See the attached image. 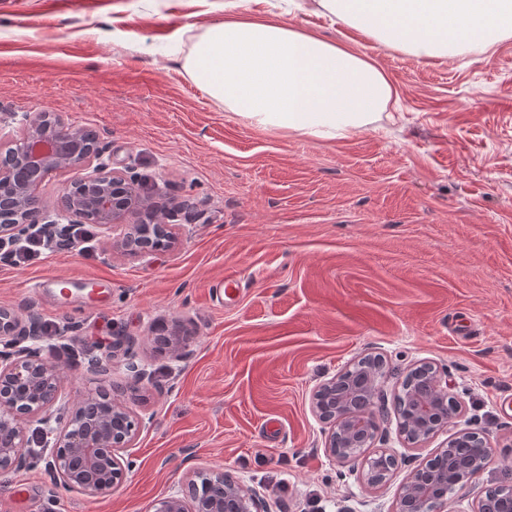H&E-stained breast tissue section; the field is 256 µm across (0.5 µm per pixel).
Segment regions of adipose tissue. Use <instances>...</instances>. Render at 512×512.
<instances>
[{"instance_id":"ef3b65f1","label":"adipose tissue","mask_w":512,"mask_h":512,"mask_svg":"<svg viewBox=\"0 0 512 512\" xmlns=\"http://www.w3.org/2000/svg\"><path fill=\"white\" fill-rule=\"evenodd\" d=\"M376 41L419 59L512 39V0H317ZM211 98L263 128L333 140L375 122L396 92L372 60L269 22L214 23L189 47H168Z\"/></svg>"}]
</instances>
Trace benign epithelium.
Instances as JSON below:
<instances>
[{
	"label": "benign epithelium",
	"instance_id": "benign-epithelium-1",
	"mask_svg": "<svg viewBox=\"0 0 512 512\" xmlns=\"http://www.w3.org/2000/svg\"><path fill=\"white\" fill-rule=\"evenodd\" d=\"M87 134L48 112L25 113L17 134H0V242L15 235L21 224L56 223L39 197L40 184L69 171L74 178L62 189L58 207L71 224H97L109 239V248L146 255L167 249L175 240L162 210L145 199L138 187L125 181L101 161L99 136L81 149ZM35 311L24 314L0 307V476L31 462L28 429L46 427L53 448L49 468L56 485L78 489L89 497L106 494L129 469L128 451L145 426L142 416L125 402V392L106 389L80 391L64 398V373L59 364L37 346L17 347L39 336ZM171 355L180 358L189 339L175 330L162 337ZM348 364L339 374L315 386L311 408L327 425L325 453L346 467L364 489L381 487L406 460V451L425 447L438 433L461 417L459 402L448 401V370L435 365L415 366L418 385L395 406L404 451L378 450L370 454L385 420L377 406L385 366L364 375ZM485 448L479 461L458 470L454 485L476 479L492 458L489 439L471 428H459L448 447L436 456L462 460L468 439ZM446 472L435 466L416 468L399 485L391 512H447ZM151 512H265L244 480L222 468H201L186 477L180 489L156 500ZM474 512H512V483L489 488Z\"/></svg>",
	"mask_w": 512,
	"mask_h": 512
}]
</instances>
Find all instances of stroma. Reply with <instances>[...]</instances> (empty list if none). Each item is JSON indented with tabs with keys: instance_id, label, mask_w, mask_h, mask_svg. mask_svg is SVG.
<instances>
[{
	"instance_id": "obj_1",
	"label": "stroma",
	"mask_w": 512,
	"mask_h": 512,
	"mask_svg": "<svg viewBox=\"0 0 512 512\" xmlns=\"http://www.w3.org/2000/svg\"><path fill=\"white\" fill-rule=\"evenodd\" d=\"M224 0H0V129L54 112L96 130L103 159L170 210L175 245L152 255L89 245L0 266V306L33 305L36 340L65 392L146 374L129 405L148 423L111 492L52 491L48 457L0 478V512H146L201 467H223L270 512H390L400 483L362 490L324 453L310 398L354 359L382 355L393 405L411 364L448 369L459 426L488 434L491 462L448 512L512 482V39L420 61L324 15L282 23L369 57L393 110L343 139L261 129L226 111L163 48L223 21ZM194 210L184 215L182 200ZM236 271L235 303L213 284ZM81 279L70 306L36 281ZM183 358L155 351L164 329ZM92 351L102 365H68Z\"/></svg>"
}]
</instances>
